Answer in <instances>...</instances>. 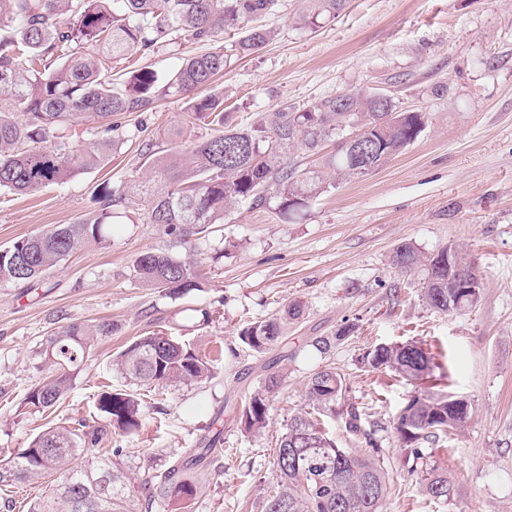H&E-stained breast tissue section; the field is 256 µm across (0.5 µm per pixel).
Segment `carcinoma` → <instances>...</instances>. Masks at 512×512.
<instances>
[{"instance_id": "carcinoma-1", "label": "carcinoma", "mask_w": 512, "mask_h": 512, "mask_svg": "<svg viewBox=\"0 0 512 512\" xmlns=\"http://www.w3.org/2000/svg\"><path fill=\"white\" fill-rule=\"evenodd\" d=\"M299 24L313 27L336 16L346 0H303ZM278 0H0V189L26 194L61 184L72 176L103 165L110 150L122 141L119 126L107 123L101 142L91 147L50 145V133L80 115L105 119L124 112H147L164 95L187 101L190 118L219 127L217 134L182 151L146 153V173L117 188H104L99 209L87 219L58 224L42 233L16 239L0 253V283H37L81 243L106 241L107 226L129 207L141 206L146 223L164 227L166 235L183 244L224 221V213L242 200L262 205L275 188L276 209L286 216L306 206L325 191L327 176L355 178L340 140L351 132L378 137L377 120L398 105L391 99L377 104L359 91L319 99L295 109L282 105L264 121L250 126L228 124L224 99L195 97V92L224 71V32L245 29L236 50L258 52L269 31L254 21L274 11ZM184 36L210 45L208 51L183 60L165 76L148 66L126 72L122 83L112 82V64L133 55H148ZM21 114L23 120L15 119ZM425 113L406 112L388 128L386 147L374 167L403 152L423 131ZM334 149L324 152L325 146ZM302 149L318 156V166L299 172L287 163L291 152ZM394 265L407 273L426 271L425 303L439 313H455L477 306L480 292L456 287L455 268L478 279L474 266L444 247L427 256L408 244L395 252ZM134 271L147 287L174 294L200 287L189 266L170 252L149 250L134 260ZM110 323L71 322L49 337L44 362L53 374L26 397V405L44 412L70 391L85 357ZM349 326L336 336L321 337L315 348L322 354L351 333ZM281 336L276 320L255 322L242 329L240 340L263 353ZM364 360L418 381L432 370L431 357L415 341L379 344ZM125 378L166 388L212 376L210 363L175 336L151 334L130 343L112 363ZM282 372L265 378L264 389L253 394L241 411L245 430L260 432L266 424L269 393L281 383ZM344 390L341 375L324 367L308 380L312 408L336 407ZM453 396L415 394L394 420L401 447L415 465L424 492L436 501L453 498L448 468L430 460L421 445L448 429H463L469 417L454 409ZM97 410L113 429L131 433L142 423L139 399L123 389L100 393ZM346 426L366 449L340 448L310 412L289 421L275 448L276 484L263 512H381L388 494L387 473L376 459L373 434L361 424L353 406ZM104 428L49 427L26 447L0 459V486L36 483L55 474L57 484L29 505V512H152L157 501L187 497L193 485L181 479L188 464H199L203 454L174 462L136 488L122 465L96 452Z\"/></svg>"}]
</instances>
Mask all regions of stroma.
Wrapping results in <instances>:
<instances>
[{
    "mask_svg": "<svg viewBox=\"0 0 512 512\" xmlns=\"http://www.w3.org/2000/svg\"><path fill=\"white\" fill-rule=\"evenodd\" d=\"M300 4L279 0L260 18L271 39L256 53H238L239 33H225L227 64L201 96L223 97L230 123L246 126L284 104L384 92L402 109L425 113L424 131L376 171L336 181L291 219L274 204L246 201L213 233L175 247L134 205L106 243L83 244L40 284L0 283V457L50 424L103 425L98 395L124 389L144 401L143 424L128 436L108 430L98 448L121 449L136 483L215 444L203 465L184 471L194 495L170 498L158 512H262L277 441L305 409L307 381L328 365L346 391L319 420L339 447L354 449L346 409L358 407L388 475L382 512H512V0H348L315 28L298 24ZM112 121L124 142L102 166L32 193L0 190V248L92 215L102 186L141 176L147 148L181 149L212 134L171 97ZM405 243L423 255L456 248L482 279L477 306L452 314L427 307L423 271L402 273L393 263ZM149 249L173 250L196 272L198 289L173 295L145 287L133 261ZM293 303L302 313L289 320ZM202 309L209 320H200ZM273 318L284 321L279 343L248 350L240 330ZM75 321L116 331L99 339L53 411H31L24 399L49 372L42 350ZM349 324L355 332L329 353L315 348L316 338ZM150 333L179 337L208 359L213 377L158 397L113 371V356ZM406 340L432 356L427 380L365 365L370 348ZM283 353L286 376L269 395L268 425L247 432L241 407ZM424 391L471 405L462 430L425 445L454 481L446 503L409 475L394 429L409 397Z\"/></svg>",
    "mask_w": 512,
    "mask_h": 512,
    "instance_id": "obj_1",
    "label": "stroma"
}]
</instances>
